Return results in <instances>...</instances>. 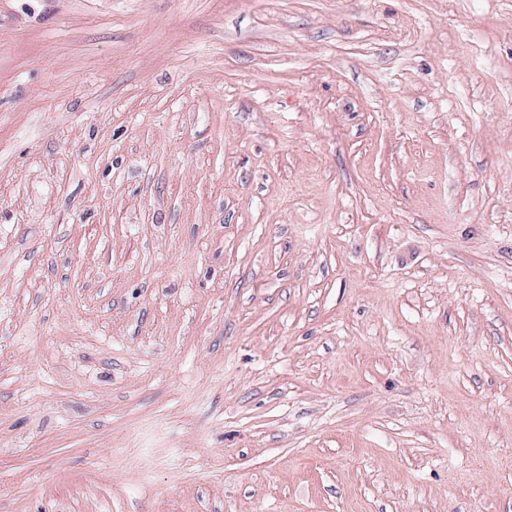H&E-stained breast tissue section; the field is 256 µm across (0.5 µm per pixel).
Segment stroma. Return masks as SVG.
<instances>
[{
  "label": "stroma",
  "instance_id": "stroma-1",
  "mask_svg": "<svg viewBox=\"0 0 512 512\" xmlns=\"http://www.w3.org/2000/svg\"><path fill=\"white\" fill-rule=\"evenodd\" d=\"M0 512H512V0H0Z\"/></svg>",
  "mask_w": 512,
  "mask_h": 512
}]
</instances>
